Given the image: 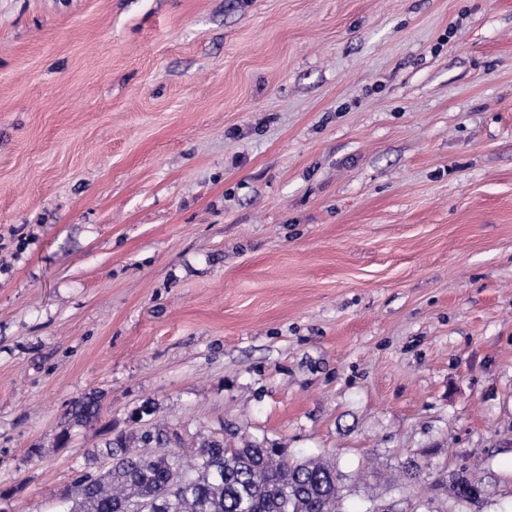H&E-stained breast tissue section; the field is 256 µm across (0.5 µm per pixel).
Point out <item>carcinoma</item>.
I'll use <instances>...</instances> for the list:
<instances>
[{"label":"carcinoma","mask_w":512,"mask_h":512,"mask_svg":"<svg viewBox=\"0 0 512 512\" xmlns=\"http://www.w3.org/2000/svg\"><path fill=\"white\" fill-rule=\"evenodd\" d=\"M103 395L75 399L67 417L78 424L100 419ZM166 434L156 429L130 432L106 440L87 453L74 471L60 502L66 512H348L344 507L346 476L322 459L297 460L286 448L247 442L226 448L205 440L186 457L167 448ZM154 447L152 454L131 448ZM100 459L110 467L97 472ZM484 487L463 474L458 504H480Z\"/></svg>","instance_id":"obj_1"}]
</instances>
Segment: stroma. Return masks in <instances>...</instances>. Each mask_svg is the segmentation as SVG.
<instances>
[{
    "label": "stroma",
    "mask_w": 512,
    "mask_h": 512,
    "mask_svg": "<svg viewBox=\"0 0 512 512\" xmlns=\"http://www.w3.org/2000/svg\"><path fill=\"white\" fill-rule=\"evenodd\" d=\"M142 425L512 512V0H0V512ZM103 395L93 392L75 399L67 411V417L78 424L96 422L100 419ZM458 486L459 491L457 492L456 498L453 499L458 504H480L486 497V490L484 487L481 484L472 481L467 475L464 474V472L459 478Z\"/></svg>",
    "instance_id": "stroma-1"
}]
</instances>
